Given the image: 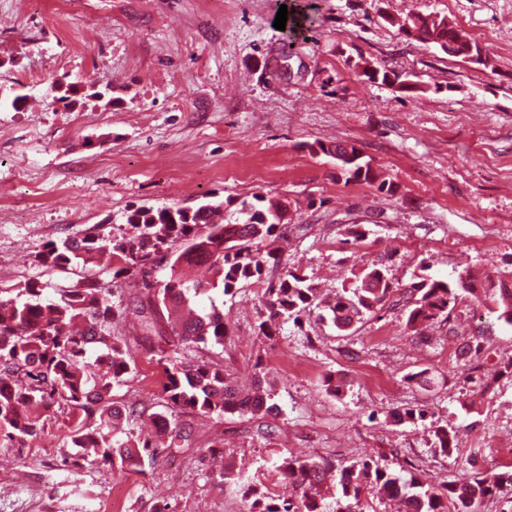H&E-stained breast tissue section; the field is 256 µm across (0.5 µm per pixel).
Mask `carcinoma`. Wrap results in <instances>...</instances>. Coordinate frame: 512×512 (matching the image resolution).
Masks as SVG:
<instances>
[{
	"label": "carcinoma",
	"instance_id": "obj_1",
	"mask_svg": "<svg viewBox=\"0 0 512 512\" xmlns=\"http://www.w3.org/2000/svg\"><path fill=\"white\" fill-rule=\"evenodd\" d=\"M408 38L432 44L444 53L461 57L471 37L448 17L413 12L398 22ZM342 171L355 179L374 181L370 163L339 162ZM287 206L270 201L256 206L241 202L237 217L224 221L223 204L207 203L191 211L164 207L140 209L127 219L130 230L103 235L92 227L81 238L66 237L35 249L36 265L48 271L77 269L80 279L61 288L40 277L0 286V442L23 443L40 437L42 415L36 407L73 414L76 425L68 440L76 452L63 464L105 469L112 474L140 472L147 458L162 448L189 444V434L179 426L184 414L223 417L226 414L256 415L273 409L271 389L257 381L249 387L236 383L220 360L183 363L180 349L199 344L224 346V311L213 294H234L237 286L260 282L264 241L284 234ZM152 256L169 269L166 280L147 283L139 260ZM415 282L405 290V326L410 331L435 321L448 322L459 303L491 300L499 318L512 325V291L506 281L488 274L477 281L470 273L456 281L435 279L420 267ZM353 280L342 286L334 302L324 306L339 332L357 328L382 307L400 284L383 263L364 265L352 272ZM139 280L146 296L133 313L143 329L158 337L157 362L162 365V386L170 413L155 417L156 432L134 431L133 412L112 399V391L124 385L135 364L129 345L112 336V288L127 280ZM208 297L210 307L197 306ZM315 285L296 273L265 289L268 319L259 324L268 335L269 321L282 317L299 320L319 308ZM106 360L110 370L100 374L95 363ZM434 448L444 454L460 448L459 430L434 427ZM470 465L475 474L465 481H450L439 489L421 473L407 480L378 463L361 459L338 467L335 505L323 502L320 484L332 464L326 460L284 457L275 471L295 490L297 500L268 496L257 485L247 486L246 512H372L368 496L398 502V512H477L485 498L512 485V470L483 471L478 459Z\"/></svg>",
	"mask_w": 512,
	"mask_h": 512
}]
</instances>
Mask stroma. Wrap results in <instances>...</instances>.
<instances>
[{"instance_id":"obj_1","label":"stroma","mask_w":512,"mask_h":512,"mask_svg":"<svg viewBox=\"0 0 512 512\" xmlns=\"http://www.w3.org/2000/svg\"><path fill=\"white\" fill-rule=\"evenodd\" d=\"M283 5L316 18L293 43L274 26ZM410 12L448 17L484 63L404 38L391 21ZM365 63L394 80L368 79ZM55 83L74 85L71 103ZM319 143L356 147L392 192L347 178ZM256 196L288 205L265 280L225 297L223 348L179 357L221 356L246 383L267 372L275 410L183 416L189 447L113 482L61 469L72 419L51 412L37 440L0 444V512H241L245 483L290 497L274 472L284 454L370 458L438 486L466 473L474 450L484 468L507 469L512 325L488 306L464 300L419 336L398 293L344 334L314 315L273 322L271 339L258 324L266 285L291 273L324 298L379 260L404 286L424 264L445 281L512 275V0H0V283L38 276L36 247L95 225L119 233L134 210L216 201L230 213ZM112 333L136 353L114 399L150 426L165 410L152 339L129 312ZM475 335L483 353L455 356ZM420 372L426 383L411 381ZM408 409L425 416L393 423ZM445 423L461 437L449 457L432 447ZM214 443L240 484L213 465Z\"/></svg>"}]
</instances>
